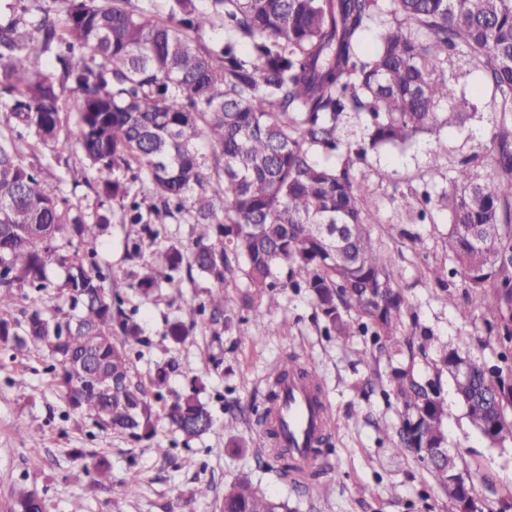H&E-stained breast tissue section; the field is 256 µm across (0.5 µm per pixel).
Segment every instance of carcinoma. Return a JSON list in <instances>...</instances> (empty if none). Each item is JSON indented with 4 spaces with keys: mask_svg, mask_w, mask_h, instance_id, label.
<instances>
[{
    "mask_svg": "<svg viewBox=\"0 0 512 512\" xmlns=\"http://www.w3.org/2000/svg\"><path fill=\"white\" fill-rule=\"evenodd\" d=\"M28 2L23 12L36 11L29 31L15 17L0 19V263L9 270L0 278V345L41 351L72 409L137 441L155 433L151 401L130 378L131 354L146 339L135 312L123 308L124 284L98 260L111 217L61 209L23 164L24 150L60 153L74 141L129 223L143 220L131 184L148 182L156 220L177 212L193 225L191 247L169 248L165 261L219 290L168 325L173 344L206 313L213 324L233 322L239 306L221 287L243 263L267 307L279 306L281 288H306L326 334L369 333L381 351L395 342L407 305L372 237L375 217L349 154L464 125L470 113L441 73L458 53L494 91L495 174L463 161L448 189L424 201L448 213V254L465 288L461 318L491 310L502 343L512 345V0H394L393 20L367 54L361 37L380 18L378 0H167L165 20L140 0H58V12L45 0ZM218 22L225 38L216 50L204 33ZM67 86L78 101L71 139L60 135ZM350 114L368 120L356 150L340 134ZM204 142L215 153L211 167L200 155ZM317 150L347 157L330 168L315 160ZM52 267L65 277L50 303L43 292ZM440 364L472 426L482 434L493 426L495 444L512 442V364L489 374L446 348ZM294 374L310 379L293 356L271 368L269 404ZM437 391L436 381L396 372L384 396L412 414L392 452H411L433 485L454 488L456 502L474 486L457 457L438 459L448 448V411ZM200 392L192 380L165 410L169 427L189 438L213 427ZM17 512H44V502L23 495ZM220 512H288V504L238 478L224 487Z\"/></svg>",
    "mask_w": 512,
    "mask_h": 512,
    "instance_id": "1",
    "label": "carcinoma"
}]
</instances>
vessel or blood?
<instances>
[{"instance_id":"b4317fda","label":"vessel or blood","mask_w":512,"mask_h":512,"mask_svg":"<svg viewBox=\"0 0 512 512\" xmlns=\"http://www.w3.org/2000/svg\"><path fill=\"white\" fill-rule=\"evenodd\" d=\"M282 396L272 415L288 429L289 451L295 461L288 478L302 480L317 466L322 438L333 418L326 400L316 396L307 381H289Z\"/></svg>"}]
</instances>
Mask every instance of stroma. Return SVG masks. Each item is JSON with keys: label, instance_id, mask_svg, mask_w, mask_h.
Returning <instances> with one entry per match:
<instances>
[{"label": "stroma", "instance_id": "stroma-1", "mask_svg": "<svg viewBox=\"0 0 512 512\" xmlns=\"http://www.w3.org/2000/svg\"><path fill=\"white\" fill-rule=\"evenodd\" d=\"M446 72L477 107L465 126H445L406 146L368 152L352 168L365 206L376 215L372 233L407 299L408 313L390 355L373 363L366 358L371 336L341 340L326 335L309 293L291 288L279 294L291 311L288 324H281L278 309L258 322L244 307L231 328L201 320L185 343L173 345L166 336L169 323L214 290L210 280L184 270L170 272L164 263L167 248L191 243L192 227L171 219L153 238L143 225L123 222L122 210L113 207L110 229L97 251L113 278L125 283V307L136 311L147 340L131 355L132 380L148 386L157 367L169 366L166 393L171 396L200 378L216 427L188 439L160 420L155 436L133 442L70 410L39 352L0 349V512H14L23 491L42 498L47 512H219L225 485L243 475L260 492L286 502L289 512H456L412 455L397 457L390 451L407 417L401 402L384 395L397 367L423 381L440 379L448 405V444L459 449L461 469L472 475L486 512H512V444H492L472 427L451 379L439 375L435 365L442 347H459L473 332L483 343L471 347V355L490 366L499 364L503 348L496 322L486 309L474 322H462L456 312L462 289L444 297L431 275L435 266H456L448 256L447 214L429 206L420 219L403 207L404 196L446 190L464 159L479 157L482 172L493 171L492 137L500 120L494 93L464 57H453ZM26 157L69 207L99 211L80 149L58 156L40 146ZM380 169L387 171L386 180L377 178ZM388 224L393 234L384 233ZM135 241L141 253L132 258L128 248ZM146 274L163 283L148 297L132 286ZM290 356L316 373L334 418L321 452L323 472L306 486L276 477L278 462L264 450L256 424L267 406V371ZM20 376L26 380L22 389L12 384ZM243 409L248 412L244 418L239 415ZM239 438L245 447H230V440ZM76 448L108 460L110 479L75 459ZM200 486L208 487L207 496H196Z\"/></svg>", "mask_w": 512, "mask_h": 512}]
</instances>
